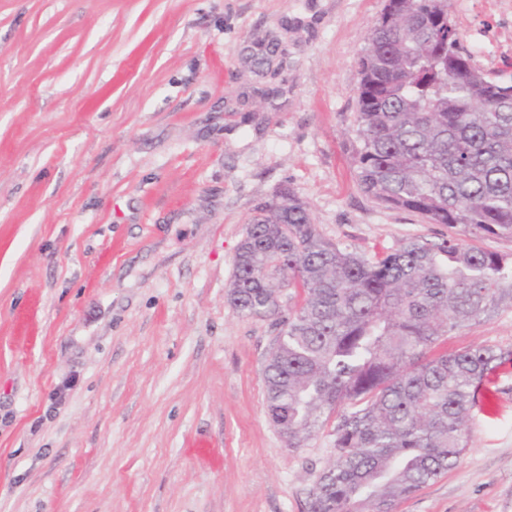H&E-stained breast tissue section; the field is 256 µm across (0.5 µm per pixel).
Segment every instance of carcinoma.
Listing matches in <instances>:
<instances>
[{
    "instance_id": "obj_1",
    "label": "carcinoma",
    "mask_w": 512,
    "mask_h": 512,
    "mask_svg": "<svg viewBox=\"0 0 512 512\" xmlns=\"http://www.w3.org/2000/svg\"><path fill=\"white\" fill-rule=\"evenodd\" d=\"M367 40L358 183L462 236L368 257L324 238L290 189L246 225L228 300L279 327L264 370L269 418L293 449L336 418L308 512H392L456 467L479 390L512 362L491 345L431 355L512 308V253L471 244L512 239V84L473 66L448 0H388Z\"/></svg>"
}]
</instances>
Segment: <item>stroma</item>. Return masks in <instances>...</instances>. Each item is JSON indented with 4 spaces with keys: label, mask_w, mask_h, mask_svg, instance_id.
Returning a JSON list of instances; mask_svg holds the SVG:
<instances>
[{
    "label": "stroma",
    "mask_w": 512,
    "mask_h": 512,
    "mask_svg": "<svg viewBox=\"0 0 512 512\" xmlns=\"http://www.w3.org/2000/svg\"><path fill=\"white\" fill-rule=\"evenodd\" d=\"M385 0H0V512H307L272 320L227 298L284 188L366 255L444 228L357 182L355 68ZM512 78V0H448ZM512 349V308L437 353ZM459 465L394 512H512V362Z\"/></svg>",
    "instance_id": "35a3bbf8"
}]
</instances>
